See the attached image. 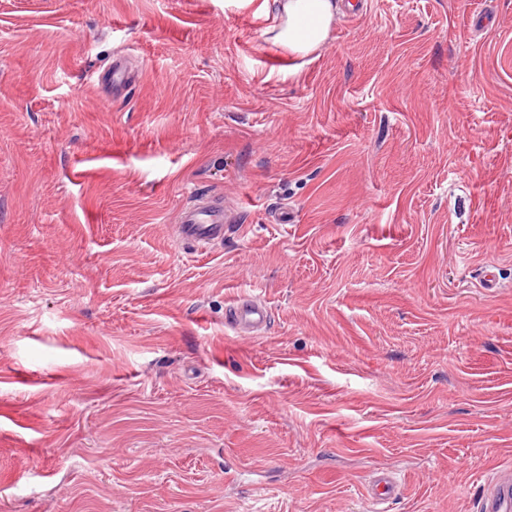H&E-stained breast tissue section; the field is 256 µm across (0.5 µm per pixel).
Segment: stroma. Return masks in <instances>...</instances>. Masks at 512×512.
<instances>
[{"mask_svg":"<svg viewBox=\"0 0 512 512\" xmlns=\"http://www.w3.org/2000/svg\"><path fill=\"white\" fill-rule=\"evenodd\" d=\"M256 9L0 0V512H481L512 470V0H350L307 55ZM197 203L184 206L177 226L182 242L194 246L217 245L224 242V231L239 221L232 208L224 209L222 197H199ZM224 318L239 334L247 337L267 326L269 309L256 297L244 296L226 307ZM397 480L391 472H376L368 481V494L373 502L383 504L393 497Z\"/></svg>","mask_w":512,"mask_h":512,"instance_id":"1","label":"stroma"}]
</instances>
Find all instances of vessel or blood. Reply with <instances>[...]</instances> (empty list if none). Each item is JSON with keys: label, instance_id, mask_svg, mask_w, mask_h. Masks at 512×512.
I'll use <instances>...</instances> for the list:
<instances>
[{"label": "vessel or blood", "instance_id": "vessel-or-blood-1", "mask_svg": "<svg viewBox=\"0 0 512 512\" xmlns=\"http://www.w3.org/2000/svg\"><path fill=\"white\" fill-rule=\"evenodd\" d=\"M238 221V214L225 207L222 198L202 196L197 203L181 209L177 231L182 242L198 247L217 245L223 243L225 230ZM224 318L239 334L247 336L267 326L269 310L257 298L244 296L226 307ZM396 488L397 480L389 472L374 473L368 481L369 497L379 504L391 499ZM484 512H512L511 473H501L489 484Z\"/></svg>", "mask_w": 512, "mask_h": 512}]
</instances>
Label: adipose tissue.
<instances>
[{
    "instance_id": "obj_1",
    "label": "adipose tissue",
    "mask_w": 512,
    "mask_h": 512,
    "mask_svg": "<svg viewBox=\"0 0 512 512\" xmlns=\"http://www.w3.org/2000/svg\"><path fill=\"white\" fill-rule=\"evenodd\" d=\"M283 21L268 28L271 41L294 54H307L327 39L335 0H283Z\"/></svg>"
}]
</instances>
